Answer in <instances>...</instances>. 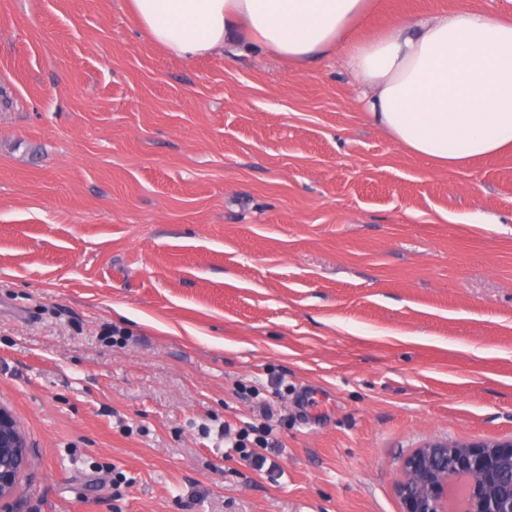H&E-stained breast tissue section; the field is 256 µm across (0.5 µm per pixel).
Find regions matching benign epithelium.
<instances>
[{
    "label": "benign epithelium",
    "mask_w": 512,
    "mask_h": 512,
    "mask_svg": "<svg viewBox=\"0 0 512 512\" xmlns=\"http://www.w3.org/2000/svg\"><path fill=\"white\" fill-rule=\"evenodd\" d=\"M27 463L25 439L0 408V506L19 492ZM510 466L511 439H434L400 461L396 493L403 512H512V483L500 482Z\"/></svg>",
    "instance_id": "obj_1"
}]
</instances>
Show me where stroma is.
<instances>
[{
    "mask_svg": "<svg viewBox=\"0 0 512 512\" xmlns=\"http://www.w3.org/2000/svg\"><path fill=\"white\" fill-rule=\"evenodd\" d=\"M500 0H378L364 32ZM280 419L274 473L218 432ZM10 512H403L426 441L512 437V152L425 167L339 52L195 60L124 0H0ZM25 439L13 418L0 408V506L19 492L18 477L28 463Z\"/></svg>",
    "mask_w": 512,
    "mask_h": 512,
    "instance_id": "stroma-1",
    "label": "stroma"
}]
</instances>
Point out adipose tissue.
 Here are the masks:
<instances>
[{
    "label": "adipose tissue",
    "mask_w": 512,
    "mask_h": 512,
    "mask_svg": "<svg viewBox=\"0 0 512 512\" xmlns=\"http://www.w3.org/2000/svg\"><path fill=\"white\" fill-rule=\"evenodd\" d=\"M145 36L193 60L258 48L302 70L348 49L367 117L436 169L512 150V0L498 16L469 11L400 20L354 39L372 0H127Z\"/></svg>",
    "instance_id": "adipose-tissue-1"
}]
</instances>
